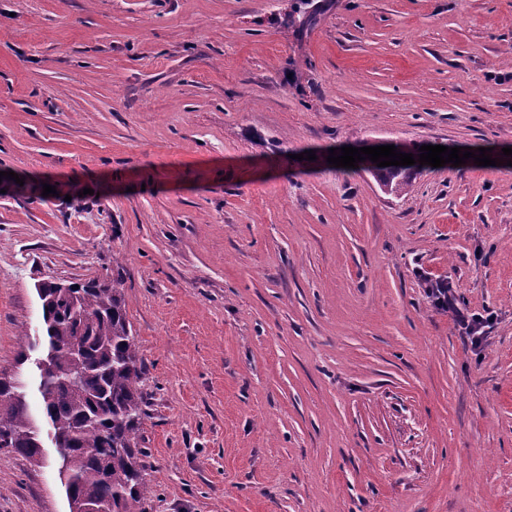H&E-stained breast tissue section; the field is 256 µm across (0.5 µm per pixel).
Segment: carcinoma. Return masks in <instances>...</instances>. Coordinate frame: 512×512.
I'll use <instances>...</instances> for the list:
<instances>
[{
	"mask_svg": "<svg viewBox=\"0 0 512 512\" xmlns=\"http://www.w3.org/2000/svg\"><path fill=\"white\" fill-rule=\"evenodd\" d=\"M409 167H379L377 183L399 195ZM39 296L53 374L42 395L57 445L59 474L70 512H146L153 490L140 448L142 366L120 282L44 284ZM79 342L81 350L70 346ZM41 441L28 420L24 396L0 377V448L40 463ZM112 473H107V469Z\"/></svg>",
	"mask_w": 512,
	"mask_h": 512,
	"instance_id": "carcinoma-1",
	"label": "carcinoma"
}]
</instances>
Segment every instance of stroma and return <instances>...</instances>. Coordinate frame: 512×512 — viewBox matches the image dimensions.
I'll return each instance as SVG.
<instances>
[{
    "label": "stroma",
    "mask_w": 512,
    "mask_h": 512,
    "mask_svg": "<svg viewBox=\"0 0 512 512\" xmlns=\"http://www.w3.org/2000/svg\"><path fill=\"white\" fill-rule=\"evenodd\" d=\"M396 144L512 147V0H0V376L39 412L37 285L115 278L147 512H512V166L326 160ZM42 443L0 512H69ZM410 168V166L378 167L372 175L387 192L399 195L409 186L406 171ZM433 279L424 277L425 288L432 289L427 294L432 299L434 306L444 312H448L453 319L459 333L465 337L474 348L480 347L486 341L487 331L485 328L490 323V317L461 310L456 303V297L453 288H428L433 284Z\"/></svg>",
    "instance_id": "stroma-1"
}]
</instances>
